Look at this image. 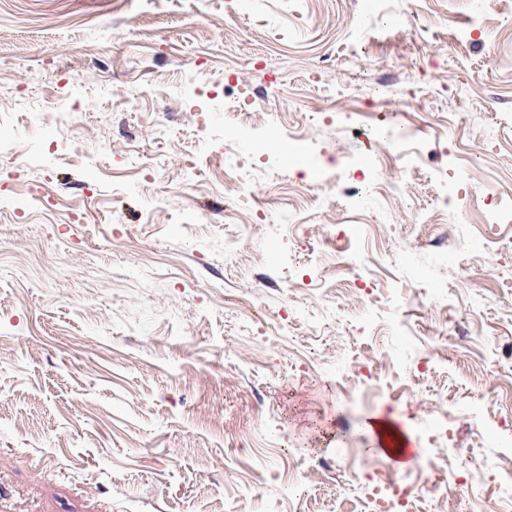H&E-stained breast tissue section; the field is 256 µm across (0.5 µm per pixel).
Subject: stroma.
<instances>
[{
  "label": "stroma",
  "instance_id": "1",
  "mask_svg": "<svg viewBox=\"0 0 512 512\" xmlns=\"http://www.w3.org/2000/svg\"><path fill=\"white\" fill-rule=\"evenodd\" d=\"M232 78L283 128L250 189L300 241L238 214L219 158L252 159L257 129L224 121ZM404 132L409 180L376 168L360 211L321 207L322 171L354 178ZM453 157L468 206L417 223ZM509 190L498 0H0V512H293L292 477L308 512H365L353 473L417 489L433 467L458 481L434 512H485L512 468L491 424L512 255L478 219ZM450 409L455 449L429 446ZM374 417L418 456L395 466Z\"/></svg>",
  "mask_w": 512,
  "mask_h": 512
}]
</instances>
